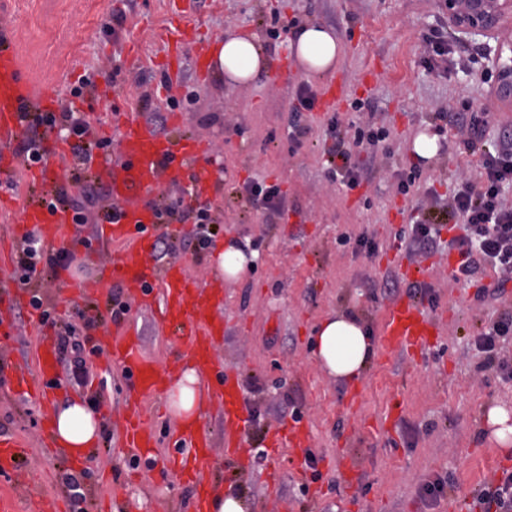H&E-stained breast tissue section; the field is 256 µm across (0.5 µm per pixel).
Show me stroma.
<instances>
[{"label": "stroma", "instance_id": "stroma-1", "mask_svg": "<svg viewBox=\"0 0 512 512\" xmlns=\"http://www.w3.org/2000/svg\"><path fill=\"white\" fill-rule=\"evenodd\" d=\"M167 0H0V36L6 37L26 77L36 89L51 90L57 106L75 104L104 135H112L141 95L149 106L171 94L197 101L180 113H167L161 136H196L208 148L207 168L221 180L212 200L220 224L213 247L196 252L191 224H160L154 238L169 247V260L182 262L190 275L207 282L222 278L218 254L227 238L249 241L258 261L240 280L224 283V334L215 356L237 369V390L247 421L238 433L242 455L224 454V409L204 408L213 434V459L203 470L220 491L250 500L252 512H460L458 499L476 494L500 474L512 449L492 440L486 414L495 406L512 412V377L483 369L475 338L512 307V281L494 294L498 276L480 272L469 284L452 279L448 249L428 254L401 248L399 235L414 224L420 207H447L449 199L484 159L481 147L466 145L455 124L461 102L487 124L486 140L512 135V105L499 101L487 76L484 40L461 39L449 27L438 0H190L186 22L192 43L178 55H164L157 34L168 19ZM124 14L116 31L113 15ZM332 28L342 40L336 69L306 78L288 49L284 22ZM229 30L257 34L271 59L268 75L226 86L212 70L198 71L197 57ZM451 47L449 56L431 55L433 40ZM293 76L278 80L282 65ZM372 79H365L366 71ZM91 86L72 99L83 76ZM343 78L345 95L337 107L342 123L375 122L389 133L376 149L355 158L359 188L342 191L328 163L332 140L322 105L302 112L308 129L300 141L288 136L290 109L301 85L322 96ZM365 102L353 111V100ZM421 133L435 136L436 156L415 158L412 144ZM79 162L68 154L52 161L47 183L28 181L24 169L0 171V295L17 290L12 278L25 204L55 188L77 194L70 176ZM420 174L409 195L399 193L402 174ZM279 184L284 214L255 204L243 189L246 180ZM95 209L90 223L71 225L67 245L77 260L69 269L42 267L39 287L45 308L63 321L77 322L78 311L101 314L90 328H79L85 344L86 384H77L56 359L46 406L82 398L99 400L98 412L110 432L90 449L83 465L88 501L111 504V512H194L196 489L168 465L178 423L168 404L147 403L158 437L149 457L133 458L123 446L126 380L120 370L103 368L97 348L115 325L133 329L144 352L161 362L173 360L179 343L150 311L131 303L121 323L107 317L113 296L129 301L124 283L100 282V268L119 250L109 241L89 257L81 244L103 222ZM348 236L340 244V236ZM372 248L359 246V239ZM97 283L87 296L73 284ZM485 300H476L480 288ZM408 298L430 307L438 336L420 351L375 353L361 380L342 384L329 377L311 353V331L327 313L358 314L379 336L387 307ZM0 358L37 364V342L46 326H34L27 307L0 312ZM8 375H0V431L26 444L20 463L31 477L28 490L13 492L0 476V491L15 493L19 512L41 496L66 499L64 484L74 467L66 453L47 448L46 406L11 394ZM300 412L311 442L305 448H271L277 428ZM314 457L315 468L305 466ZM444 479V496L434 506L421 500L426 482Z\"/></svg>", "mask_w": 512, "mask_h": 512}]
</instances>
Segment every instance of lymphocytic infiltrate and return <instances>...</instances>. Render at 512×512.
I'll return each mask as SVG.
<instances>
[{
    "label": "lymphocytic infiltrate",
    "mask_w": 512,
    "mask_h": 512,
    "mask_svg": "<svg viewBox=\"0 0 512 512\" xmlns=\"http://www.w3.org/2000/svg\"><path fill=\"white\" fill-rule=\"evenodd\" d=\"M25 120L31 128L44 126L66 131L73 139V153L84 164L92 158L94 150L110 144L109 139L96 135L90 122L71 104L57 112H26ZM328 127L335 140L330 154L339 161L335 169L340 176L339 184L348 191L355 189L361 179L352 163L354 148L376 147L383 142L386 133L369 124L359 125L353 137L348 138L342 136L341 123L335 116L329 118ZM509 181L512 182V137L505 136L500 138L492 151L487 152L481 172L472 181L465 183L448 206L451 217L461 220L464 229L463 235L448 241L449 249L457 251L460 257L454 271L455 280L471 282L481 269L487 267L504 277L512 276V206L500 195L501 184ZM109 195V189L100 180L86 178L80 182L78 196L65 200L55 195L47 198L46 204L52 209L61 207L70 210L75 223L84 224L88 221L90 211ZM157 215L167 224L193 223L198 247H205L208 242V226L213 222L211 207L205 203L188 201L186 190L171 195L167 203L158 208ZM75 259V253L69 250L46 254L40 237L30 232L22 239L13 278L27 286L36 277L40 261L45 260L54 267L67 269ZM31 305L40 310L43 323H57L55 317L44 310L40 295H32ZM60 326L58 345L60 349L72 353L69 373L74 379H83L86 375L85 360L83 345L76 338L77 328L69 322Z\"/></svg>",
    "instance_id": "f902f5d3"
}]
</instances>
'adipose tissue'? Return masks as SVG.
Here are the masks:
<instances>
[{
  "label": "adipose tissue",
  "instance_id": "ef3b65f1",
  "mask_svg": "<svg viewBox=\"0 0 512 512\" xmlns=\"http://www.w3.org/2000/svg\"><path fill=\"white\" fill-rule=\"evenodd\" d=\"M289 50L306 71L322 74L333 69L341 40L332 29L312 23L295 29ZM211 67L216 74L224 75L228 84H248L267 72L269 60L256 35L228 33L217 40ZM312 354L330 377L340 382L354 381L363 375L374 355L371 331L354 315L330 313L313 329ZM168 398L180 422L198 420L204 400L198 372L184 370ZM51 425L54 442L74 459L82 458L100 438L101 424L95 410L78 399L59 404L52 413Z\"/></svg>",
  "mask_w": 512,
  "mask_h": 512
}]
</instances>
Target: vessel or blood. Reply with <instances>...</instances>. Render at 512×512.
I'll return each instance as SVG.
<instances>
[{
  "label": "vessel or blood",
  "instance_id": "b4317fda",
  "mask_svg": "<svg viewBox=\"0 0 512 512\" xmlns=\"http://www.w3.org/2000/svg\"><path fill=\"white\" fill-rule=\"evenodd\" d=\"M170 9L175 24L165 28L161 37L180 48L188 34L181 25L186 10L175 2ZM34 96L33 85L24 76L17 55L0 51L2 167L15 168L21 164L10 145L23 127L22 115ZM117 136L119 161L94 159L90 162L95 173L105 179L116 205L111 222L103 226V235L125 243L111 265L104 267L102 277L123 281L141 304L154 310L162 325L183 344L180 358L168 364L145 355L136 336L121 327L116 328L114 338L105 345L106 367L121 369L131 388L124 432L127 447L136 452L152 447L155 441L154 431L143 417L144 403L161 394L183 368H195L205 376L215 375L220 388L212 393V401L226 406L236 403L237 396L232 387L233 369L217 366L213 359V347L224 332V319L212 308L213 302L222 298V283L193 279L184 266L176 262L158 266L152 261V251L145 247L150 230L158 222L149 202L162 180L191 186L198 196L219 190V182L199 164L205 155L204 144L197 139L172 143L133 117L122 124ZM22 222L47 244L55 246L65 242L72 216L40 204L25 207ZM435 328L434 319L419 303L412 300L395 302L386 311L380 331L381 348L387 354L424 349ZM41 348L39 368L35 371L17 361H0V370L11 378L13 393L34 402L44 400L47 395L53 339L42 337ZM175 443L178 451L189 452L196 467L209 463L211 444L205 423H198L178 434ZM19 446L17 437L0 433V473L17 486L24 487L29 478L20 469Z\"/></svg>",
  "mask_w": 512,
  "mask_h": 512
}]
</instances>
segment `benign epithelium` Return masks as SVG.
Returning a JSON list of instances; mask_svg holds the SVG:
<instances>
[{"label":"benign epithelium","mask_w":512,"mask_h":512,"mask_svg":"<svg viewBox=\"0 0 512 512\" xmlns=\"http://www.w3.org/2000/svg\"><path fill=\"white\" fill-rule=\"evenodd\" d=\"M439 5L448 15V24L470 39L491 37L512 27V0H439ZM487 60L498 98L512 103V40L498 43Z\"/></svg>","instance_id":"obj_1"}]
</instances>
